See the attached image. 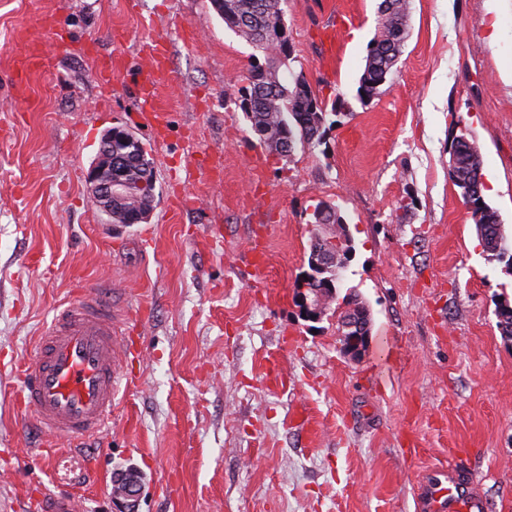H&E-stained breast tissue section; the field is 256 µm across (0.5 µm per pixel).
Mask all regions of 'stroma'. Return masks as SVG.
Listing matches in <instances>:
<instances>
[{"label":"stroma","mask_w":512,"mask_h":512,"mask_svg":"<svg viewBox=\"0 0 512 512\" xmlns=\"http://www.w3.org/2000/svg\"><path fill=\"white\" fill-rule=\"evenodd\" d=\"M378 2L287 0L295 68L349 107L325 144L287 159L238 106L254 49L209 0H0V512H23L29 491L113 512V478L130 468L138 512H416L420 475L451 461L476 474L492 512H512V340L495 314L512 302V273L483 255L448 178L458 123L512 229V0H412L395 72L364 105ZM339 13L346 31L329 60L321 36ZM43 15L56 25L44 44L54 72L12 97L21 30ZM158 36L178 79L159 90L171 117L161 138L132 116L134 71ZM108 57L110 87L95 78ZM118 126L151 154L156 189L148 220L115 230L85 173ZM174 173L200 208L177 209ZM320 202L339 206L355 253L312 322L293 294ZM256 224L271 227L260 270L243 249ZM85 284L142 315L138 354L123 361L133 381L93 449L64 440L48 462L17 407L18 364ZM349 294L372 317L357 360L338 330ZM272 357L287 388L263 382Z\"/></svg>","instance_id":"obj_1"}]
</instances>
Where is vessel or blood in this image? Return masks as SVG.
I'll return each mask as SVG.
<instances>
[{
	"label": "vessel or blood",
	"mask_w": 512,
	"mask_h": 512,
	"mask_svg": "<svg viewBox=\"0 0 512 512\" xmlns=\"http://www.w3.org/2000/svg\"><path fill=\"white\" fill-rule=\"evenodd\" d=\"M166 42L148 50L137 76L141 108L137 114L149 130L165 132L169 116L155 107L157 83L171 81L164 60ZM38 43L19 55L18 72L51 67ZM127 314L115 310L100 291H81L56 309L43 330L35 354L21 369L19 404L32 409L42 431L52 437L102 435L124 372L120 349L127 344ZM417 512H489L476 476L454 464L430 469L415 491Z\"/></svg>",
	"instance_id": "obj_1"
}]
</instances>
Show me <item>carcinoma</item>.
I'll use <instances>...</instances> for the list:
<instances>
[{"mask_svg":"<svg viewBox=\"0 0 512 512\" xmlns=\"http://www.w3.org/2000/svg\"><path fill=\"white\" fill-rule=\"evenodd\" d=\"M282 0H264V9L255 12L254 0H211L227 27L241 34L255 51L264 56L266 69L249 74L245 80L249 107L243 109L252 129L264 132L260 143L284 158L297 148L315 147L323 143L327 129L336 124L329 115H337L343 107L341 94H336L332 107L314 91L303 74L295 72L290 61L293 57L276 52L277 45L263 39L262 31L276 34L284 23ZM411 16V0H381L377 11V30L367 47L365 67L358 80L357 99L365 104L380 93L392 74L405 46ZM286 68L289 79L279 77ZM451 152L455 163L448 166V176L460 191L464 205L469 209L475 226L489 232L478 235L482 252L490 261L512 260L509 234L501 223L498 211L490 206L485 195H476L475 186L483 176V156L478 142L467 132L452 135ZM112 158L125 161L117 194L112 200V223L128 224L137 216L147 214L154 203L153 160L142 142L135 136H116L112 140ZM327 207L331 210L327 221L328 235H350L349 228L338 207L324 202L314 212Z\"/></svg>","mask_w":512,"mask_h":512,"instance_id":"obj_1","label":"carcinoma"}]
</instances>
